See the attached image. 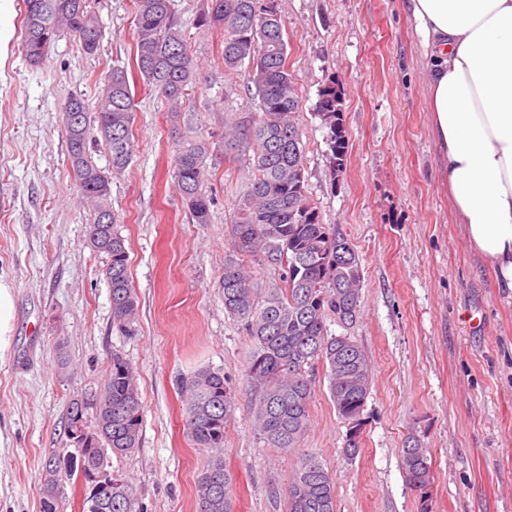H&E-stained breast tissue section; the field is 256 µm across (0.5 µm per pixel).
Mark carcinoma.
Segmentation results:
<instances>
[{"label": "carcinoma", "mask_w": 512, "mask_h": 512, "mask_svg": "<svg viewBox=\"0 0 512 512\" xmlns=\"http://www.w3.org/2000/svg\"><path fill=\"white\" fill-rule=\"evenodd\" d=\"M22 52L30 64L40 63L62 34L74 37L87 54L99 49L102 25L88 0H23ZM134 63L143 85L165 100L174 129L176 153L173 177L181 202L198 224L211 221V197L206 191L211 144L192 135L184 100L190 85L203 79L173 0H134ZM198 28L223 34L224 76L244 64L257 111L238 112L224 124V157L244 156L254 178L239 200L231 224L224 273L219 280L224 312L244 322L255 350L247 367L250 403L262 436L274 448L292 452L300 447L310 423L314 363H322L338 416L349 422L362 417L371 392L373 365L362 347L348 336L329 334L327 320L342 326L356 322L363 274L359 256H342L349 240L333 224H324L305 188L304 147L296 124L301 108L295 77L288 67V44L274 0H210L196 22ZM317 114L329 113L330 163L347 154L345 125L336 114V85L319 92ZM68 162L80 194L89 208L86 238L101 242L93 252L102 257L111 302L112 326L130 333L137 321L138 299L130 282L128 251L112 210L111 190L99 185L122 173L133 160L132 126L135 92L127 69L114 67L99 89L95 106L70 95L61 106ZM99 134L108 166L92 155ZM283 270L280 283L260 288L244 258ZM185 403L184 428L200 448L223 447L224 429L236 405V395L224 375L208 368L180 380ZM98 396L112 406V424L101 429V447L123 455L139 447L143 405L129 362L119 352L103 378ZM412 450L402 449L401 463L412 488L431 485L429 449L414 436ZM93 456L78 450L64 462L58 482L42 491L39 512H60L61 488L89 474ZM232 476L221 462L207 465L198 478V512H233ZM99 512H141L129 483L112 480L103 491ZM288 512H336L335 478L314 453L298 458L287 487Z\"/></svg>", "instance_id": "1"}]
</instances>
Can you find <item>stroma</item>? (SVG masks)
I'll return each mask as SVG.
<instances>
[{"mask_svg": "<svg viewBox=\"0 0 512 512\" xmlns=\"http://www.w3.org/2000/svg\"><path fill=\"white\" fill-rule=\"evenodd\" d=\"M0 66V286L11 298L0 354V512H39L43 463L66 456L72 398L98 391L113 352L133 366L144 409L141 444L112 460L143 512H195V485L212 453L187 437L177 385L198 369L224 374L237 407L221 456L234 477L235 512H288L297 458L268 447L249 408L254 343L224 312L218 282L228 231L250 184L245 161L207 172L211 221L182 206L173 178L166 105L136 90L134 155L113 175L112 208L129 253L139 317L124 336L111 324L101 257L86 241L88 211L67 161L60 108L95 103L112 67L134 52L133 0H91L103 38L95 55L62 35L45 59L21 51L22 18ZM207 0H174L204 75L186 107L193 133L224 146V121L254 108L249 69L225 79L216 31L196 28ZM306 190L323 223L337 225L363 270L361 315L348 334L374 366L362 449L343 454L346 423L313 370L310 427L300 449L336 480L337 512H420L401 449L420 439L432 458V512H512V298L468 247L457 224L427 107L428 59L406 0H277ZM339 86L349 140L346 168L331 171L320 90Z\"/></svg>", "mask_w": 512, "mask_h": 512, "instance_id": "stroma-1", "label": "stroma"}]
</instances>
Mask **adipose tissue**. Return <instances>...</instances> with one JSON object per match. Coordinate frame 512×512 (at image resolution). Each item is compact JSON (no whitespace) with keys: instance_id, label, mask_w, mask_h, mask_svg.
Returning <instances> with one entry per match:
<instances>
[{"instance_id":"obj_1","label":"adipose tissue","mask_w":512,"mask_h":512,"mask_svg":"<svg viewBox=\"0 0 512 512\" xmlns=\"http://www.w3.org/2000/svg\"><path fill=\"white\" fill-rule=\"evenodd\" d=\"M432 131L469 248L512 295V0H408Z\"/></svg>"}]
</instances>
